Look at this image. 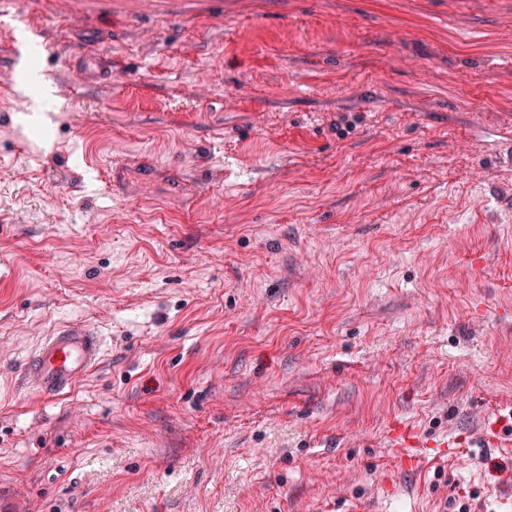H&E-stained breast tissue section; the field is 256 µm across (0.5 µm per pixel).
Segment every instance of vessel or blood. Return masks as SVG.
Returning <instances> with one entry per match:
<instances>
[{"label": "vessel or blood", "mask_w": 512, "mask_h": 512, "mask_svg": "<svg viewBox=\"0 0 512 512\" xmlns=\"http://www.w3.org/2000/svg\"><path fill=\"white\" fill-rule=\"evenodd\" d=\"M102 343L91 329L68 325L50 336L25 364L24 386L46 401L66 394L96 368Z\"/></svg>", "instance_id": "b4317fda"}]
</instances>
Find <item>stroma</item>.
Segmentation results:
<instances>
[{
  "label": "stroma",
  "mask_w": 512,
  "mask_h": 512,
  "mask_svg": "<svg viewBox=\"0 0 512 512\" xmlns=\"http://www.w3.org/2000/svg\"><path fill=\"white\" fill-rule=\"evenodd\" d=\"M1 46L0 512H512V0H0ZM102 343L91 329L68 325L50 336L25 364L23 385L45 401L66 394L96 368Z\"/></svg>",
  "instance_id": "35a3bbf8"
}]
</instances>
